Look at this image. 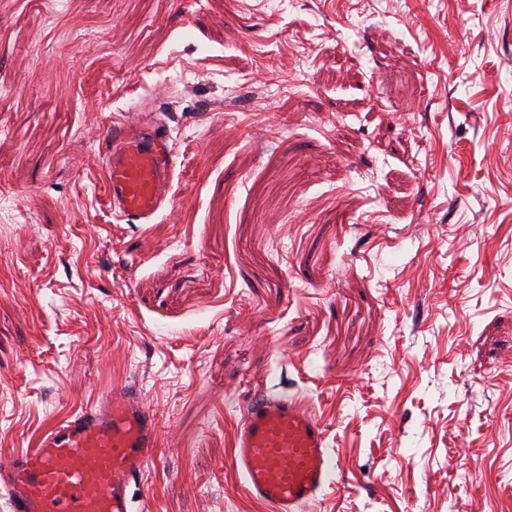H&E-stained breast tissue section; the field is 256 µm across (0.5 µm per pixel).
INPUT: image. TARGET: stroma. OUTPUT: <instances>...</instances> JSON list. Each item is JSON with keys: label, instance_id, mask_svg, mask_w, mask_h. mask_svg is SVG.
Segmentation results:
<instances>
[{"label": "stroma", "instance_id": "stroma-1", "mask_svg": "<svg viewBox=\"0 0 512 512\" xmlns=\"http://www.w3.org/2000/svg\"><path fill=\"white\" fill-rule=\"evenodd\" d=\"M132 112L179 155L147 224ZM124 385L152 512H266L263 391L326 430L310 512H512V0H0V466ZM106 197L113 211L144 224L163 210L178 165L166 128L122 121L102 136Z\"/></svg>", "mask_w": 512, "mask_h": 512}]
</instances>
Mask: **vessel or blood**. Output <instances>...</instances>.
<instances>
[{
    "mask_svg": "<svg viewBox=\"0 0 512 512\" xmlns=\"http://www.w3.org/2000/svg\"><path fill=\"white\" fill-rule=\"evenodd\" d=\"M101 143L113 211L133 223L150 221L165 206L178 165L167 129L124 121ZM156 433V418L137 390L115 388L1 466L0 503L7 512H151L130 490L145 474ZM234 464L269 512H303L338 470L313 410L266 392L243 409Z\"/></svg>",
    "mask_w": 512,
    "mask_h": 512,
    "instance_id": "b4317fda",
    "label": "vessel or blood"
}]
</instances>
